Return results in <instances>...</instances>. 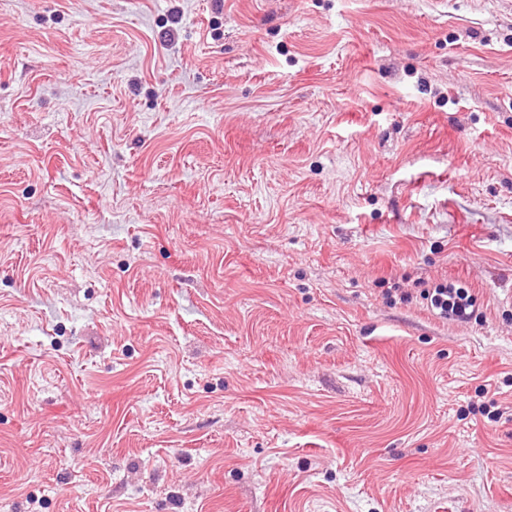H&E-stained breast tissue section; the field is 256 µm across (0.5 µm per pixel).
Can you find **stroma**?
Instances as JSON below:
<instances>
[{
  "label": "stroma",
  "instance_id": "obj_1",
  "mask_svg": "<svg viewBox=\"0 0 512 512\" xmlns=\"http://www.w3.org/2000/svg\"><path fill=\"white\" fill-rule=\"evenodd\" d=\"M493 400L512 0H0V512H512ZM421 294L433 312L441 318H469L467 310L473 306L474 299L467 289L439 284L434 288H424Z\"/></svg>",
  "mask_w": 512,
  "mask_h": 512
}]
</instances>
